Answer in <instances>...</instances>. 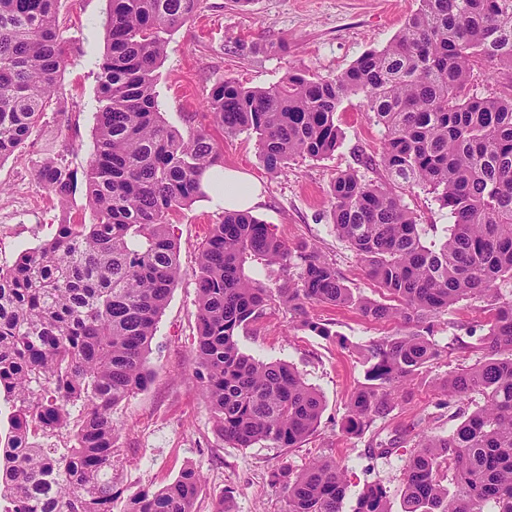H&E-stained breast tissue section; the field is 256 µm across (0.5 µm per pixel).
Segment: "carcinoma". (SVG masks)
Returning a JSON list of instances; mask_svg holds the SVG:
<instances>
[{
  "mask_svg": "<svg viewBox=\"0 0 512 512\" xmlns=\"http://www.w3.org/2000/svg\"><path fill=\"white\" fill-rule=\"evenodd\" d=\"M59 0H0V161L21 149L51 103L70 52ZM98 73L92 158L77 173L56 159L38 179L67 208L84 188L92 221L55 235L0 269V387L8 429L0 465L6 512H113L112 409L154 377L147 353L182 276L171 216L205 197L199 177L224 165L202 127L180 132L159 112L156 70L168 36L200 0H108ZM512 70V0H421L386 47L343 74H291L247 88L216 82L210 118L225 135L256 134L271 173L294 156L336 150V112L357 96L385 131L377 165L385 182L343 172L331 181L330 223L384 295H356L317 249L292 247L250 212L211 225L195 271V375L219 436L239 448H294L313 434L323 401L298 371L241 351L238 332L273 305L298 326L332 336L307 307L352 308L401 330L363 347L365 383L351 395L343 431L359 437L442 350L433 321L462 301L486 314L482 357L443 380L452 401L483 404L448 435L424 433L403 472L402 512H512V94L469 95L474 71ZM420 188L448 209L426 241L399 191ZM276 266L270 286L249 261ZM287 512H344L345 468L322 458L302 472L269 473ZM199 472L130 497L123 512H194ZM350 512H392L388 491L365 485Z\"/></svg>",
  "mask_w": 512,
  "mask_h": 512,
  "instance_id": "1",
  "label": "carcinoma"
}]
</instances>
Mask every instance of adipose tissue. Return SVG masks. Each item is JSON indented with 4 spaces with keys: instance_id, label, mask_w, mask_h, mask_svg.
<instances>
[{
    "instance_id": "ef3b65f1",
    "label": "adipose tissue",
    "mask_w": 512,
    "mask_h": 512,
    "mask_svg": "<svg viewBox=\"0 0 512 512\" xmlns=\"http://www.w3.org/2000/svg\"><path fill=\"white\" fill-rule=\"evenodd\" d=\"M202 187L213 207L227 211L251 210L262 197V185L257 179L229 167L205 171Z\"/></svg>"
}]
</instances>
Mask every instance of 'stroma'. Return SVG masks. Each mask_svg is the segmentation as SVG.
<instances>
[{"label":"stroma","instance_id":"35a3bbf8","mask_svg":"<svg viewBox=\"0 0 512 512\" xmlns=\"http://www.w3.org/2000/svg\"><path fill=\"white\" fill-rule=\"evenodd\" d=\"M420 0H251L241 10L236 0H202L197 14L171 33L158 69L159 109L178 128L206 125L205 101L212 86L229 78L249 88H269L289 73L304 71L334 77L348 70L364 52L387 46ZM107 0H60L59 20L71 37V52L51 106L24 147L0 162V267L12 266L26 249L54 235L63 216L89 217L83 193L69 211L39 184L37 171L46 157L61 158L70 169L86 168L93 152L98 109L99 64L105 50ZM342 138L321 159L295 157L282 173L266 170L255 135L225 137V166L248 172L264 188L255 216L271 224L289 244L307 243L336 263L355 293L375 297V288L347 243L329 221V186L336 174L354 171L383 181L375 166L384 130L371 120L359 98L343 101L336 114ZM417 214L427 238L448 225L446 210L421 189L402 193ZM222 210L202 202L183 207L174 218L182 277L159 319L147 355L153 382L115 407L112 424L116 456L112 484L121 499L171 483L187 467L201 471L196 512H213L224 490H233L236 512H286L283 494L269 480L275 466L302 470L317 457L347 468L351 494L380 482L393 512H400L403 469L416 448L417 435L429 430L447 435L454 420L480 405L472 396L450 408L441 406L440 387L450 367L479 358L475 338L460 323L480 325L479 303L460 302L435 320L434 338L447 356L422 368L394 404L362 436H347L341 424L351 393L365 381L359 346L396 333L398 324L374 323L355 310L315 304L310 316L327 323L325 339L291 326L285 310L268 309L249 331L240 333L241 350L256 359L294 366L323 396L324 411L316 433L297 448L260 443L237 448L219 439L194 376L192 341L196 334L194 271L210 225ZM395 438L397 451L375 454L379 442Z\"/></svg>","mask_w":512,"mask_h":512}]
</instances>
